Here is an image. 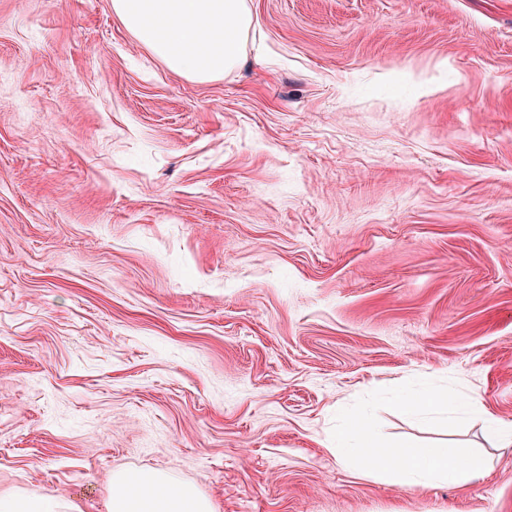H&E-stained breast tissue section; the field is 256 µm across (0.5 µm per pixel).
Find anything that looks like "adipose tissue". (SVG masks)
<instances>
[{
	"label": "adipose tissue",
	"mask_w": 512,
	"mask_h": 512,
	"mask_svg": "<svg viewBox=\"0 0 512 512\" xmlns=\"http://www.w3.org/2000/svg\"><path fill=\"white\" fill-rule=\"evenodd\" d=\"M138 42L174 73L199 80L240 65L255 26L249 0H112ZM107 512H216L196 487L160 470L112 475Z\"/></svg>",
	"instance_id": "adipose-tissue-1"
}]
</instances>
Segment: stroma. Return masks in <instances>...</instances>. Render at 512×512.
Masks as SVG:
<instances>
[{
	"mask_svg": "<svg viewBox=\"0 0 512 512\" xmlns=\"http://www.w3.org/2000/svg\"><path fill=\"white\" fill-rule=\"evenodd\" d=\"M171 72L112 0H0V496L107 512L157 469L216 512H512V0H251ZM454 382L493 461L421 490L328 445ZM384 436L434 429L390 408Z\"/></svg>",
	"mask_w": 512,
	"mask_h": 512,
	"instance_id": "stroma-1",
	"label": "stroma"
}]
</instances>
